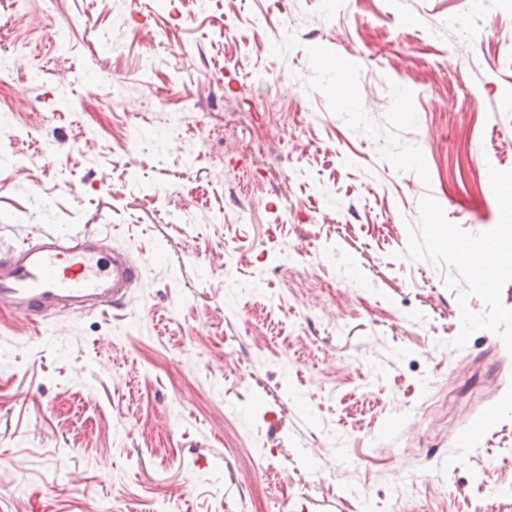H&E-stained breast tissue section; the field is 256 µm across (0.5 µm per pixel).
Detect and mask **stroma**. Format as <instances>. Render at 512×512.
Here are the masks:
<instances>
[{"instance_id":"stroma-1","label":"stroma","mask_w":512,"mask_h":512,"mask_svg":"<svg viewBox=\"0 0 512 512\" xmlns=\"http://www.w3.org/2000/svg\"><path fill=\"white\" fill-rule=\"evenodd\" d=\"M0 133L141 274L0 304V512H512V0L6 2Z\"/></svg>"}]
</instances>
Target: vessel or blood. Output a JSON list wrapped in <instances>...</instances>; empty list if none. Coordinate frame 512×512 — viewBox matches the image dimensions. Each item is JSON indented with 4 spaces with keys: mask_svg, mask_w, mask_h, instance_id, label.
Segmentation results:
<instances>
[{
    "mask_svg": "<svg viewBox=\"0 0 512 512\" xmlns=\"http://www.w3.org/2000/svg\"><path fill=\"white\" fill-rule=\"evenodd\" d=\"M138 278V267L96 236L43 232L0 253V303L29 319L123 305Z\"/></svg>",
    "mask_w": 512,
    "mask_h": 512,
    "instance_id": "1",
    "label": "vessel or blood"
}]
</instances>
